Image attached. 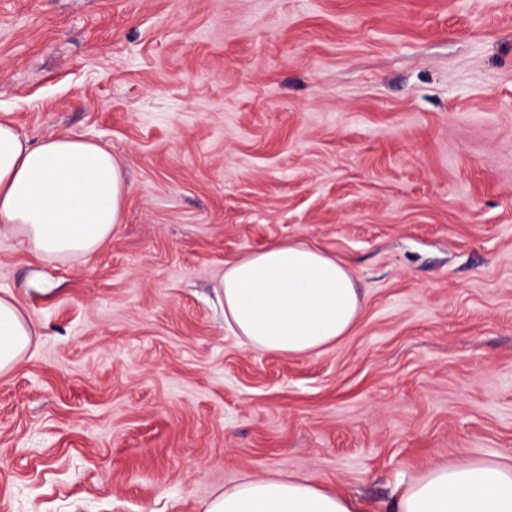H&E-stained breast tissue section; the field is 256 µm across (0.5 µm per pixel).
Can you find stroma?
Segmentation results:
<instances>
[{
	"instance_id": "obj_1",
	"label": "stroma",
	"mask_w": 512,
	"mask_h": 512,
	"mask_svg": "<svg viewBox=\"0 0 512 512\" xmlns=\"http://www.w3.org/2000/svg\"><path fill=\"white\" fill-rule=\"evenodd\" d=\"M0 120L124 159L111 243L0 238L40 326L0 376V512H204L246 476L388 512L434 462L512 456V0H0ZM336 255L321 353L224 328V264Z\"/></svg>"
}]
</instances>
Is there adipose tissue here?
I'll use <instances>...</instances> for the list:
<instances>
[{
    "mask_svg": "<svg viewBox=\"0 0 512 512\" xmlns=\"http://www.w3.org/2000/svg\"><path fill=\"white\" fill-rule=\"evenodd\" d=\"M129 186L125 163L99 143L54 136L38 142L0 121V235L43 259L86 256L118 230ZM224 323L249 348L287 357L335 346L357 324L363 300L336 257L279 241L225 263ZM39 326L12 293L0 296V375L29 350ZM204 512H357L342 493L299 476L247 477ZM389 512H512V463H435Z\"/></svg>",
    "mask_w": 512,
    "mask_h": 512,
    "instance_id": "obj_1",
    "label": "adipose tissue"
}]
</instances>
